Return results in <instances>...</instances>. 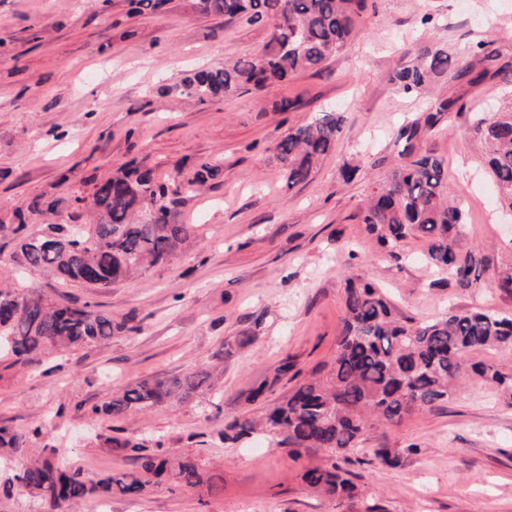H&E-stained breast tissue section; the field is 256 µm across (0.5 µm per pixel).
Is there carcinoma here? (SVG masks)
I'll list each match as a JSON object with an SVG mask.
<instances>
[{"instance_id":"carcinoma-1","label":"carcinoma","mask_w":512,"mask_h":512,"mask_svg":"<svg viewBox=\"0 0 512 512\" xmlns=\"http://www.w3.org/2000/svg\"><path fill=\"white\" fill-rule=\"evenodd\" d=\"M198 7L204 15L227 20H276L271 48L263 56L240 57L222 69L199 71L168 88L175 96L206 102L285 83L304 71H322L358 33L367 0H198ZM489 61L481 42L463 61L433 43L396 68L390 81L405 94H427L433 81L461 64L465 73L489 74ZM458 102L454 96L434 98L425 103L422 116L401 126L397 143L402 145L404 162L368 198L362 223L397 262L404 257L402 246L408 236H424L429 265L448 274L454 287L470 290L482 285L483 261L458 248L466 229L465 209L448 183L445 160L421 146L426 133ZM345 122L342 112L322 111L288 129L274 148L288 183L309 180L319 162L335 149ZM473 130L498 196L512 208V106L477 118ZM218 173L216 161H201L187 180V190L196 191ZM74 202L90 208L93 223L86 229L44 223L29 230L33 216L53 213V203L41 196L0 218V232L14 235L13 261L18 266L48 270L64 282L97 291L170 262L195 235L196 225L178 220L165 185L148 169L119 168L96 184L91 199L77 196ZM343 308L335 355L318 363L284 398L264 406L261 414L225 418L219 432L224 442L245 443L263 434L297 457L323 449L349 464L348 453L368 430L399 424L416 411L447 402L470 372L512 389V372L488 360L470 362L474 355L512 348V316L450 308L436 319L417 322L401 315L382 289L359 273L345 279ZM134 321L132 314L117 320L87 303L52 301L36 289L1 288L0 355L12 357L13 366H38L51 349L73 350L136 333L140 327ZM289 370L287 363L280 366L246 401L255 403ZM210 379L207 371L143 379L91 408V414L120 416L173 398L192 402L204 389L213 388ZM25 443L24 434L0 425V452L16 453ZM104 444L133 453L135 469L89 479L40 455L18 480L43 512H66L75 501L139 496L166 473L174 484L196 491L201 498L212 495L214 484L202 465L168 455L158 440L150 447L144 438L107 437ZM373 453L382 464L395 467L417 454V447L376 448ZM348 475L333 463L306 469L302 479L345 512H379Z\"/></svg>"}]
</instances>
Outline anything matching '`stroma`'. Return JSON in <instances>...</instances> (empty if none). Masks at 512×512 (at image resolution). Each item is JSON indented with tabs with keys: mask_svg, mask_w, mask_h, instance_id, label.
Here are the masks:
<instances>
[{
	"mask_svg": "<svg viewBox=\"0 0 512 512\" xmlns=\"http://www.w3.org/2000/svg\"><path fill=\"white\" fill-rule=\"evenodd\" d=\"M197 0H166L133 11L130 0H0V210L40 195L68 222L75 197L118 167L136 162L166 183L182 222L196 238L169 264L112 288L64 284L49 272H17L14 244L0 234V286L68 295L119 318L136 314L139 332L46 357L39 371L0 362V424L28 434V447L61 448L86 477L131 469L128 452L97 436L136 435L203 461L216 490L164 482L111 512H337L308 488L305 467L332 461L328 451L302 459L260 438L220 442L225 416L249 412L246 398L283 363L307 376L336 351L349 262L384 288L401 312L430 320L452 307L512 315V298L494 282L512 264V210L500 202L473 138L476 114L499 106L497 77L476 84L440 78L438 93L460 97L424 136L448 163V181L468 217L461 248L485 259L481 288L438 283L411 237L397 262L360 221L367 198L399 163L398 127L418 116L417 97L390 77L419 46L440 43L460 54L487 42L492 68L512 71V0H368L358 35L322 72L285 85L205 103L167 88L200 70L269 46L273 21L247 24L201 14ZM293 109L276 111L277 102ZM335 110L347 120L336 148L307 182L289 184L274 157L288 128ZM217 159L219 176L192 195L183 190L200 160ZM360 164L344 181L345 164ZM265 323L249 334L256 314ZM218 366L217 393L121 418L91 416L119 387L156 375ZM41 427L39 437L31 429ZM418 452L398 467L378 461L349 469L381 512H512V390L467 378L440 407L368 431L366 448Z\"/></svg>",
	"mask_w": 512,
	"mask_h": 512,
	"instance_id": "35a3bbf8",
	"label": "stroma"
}]
</instances>
